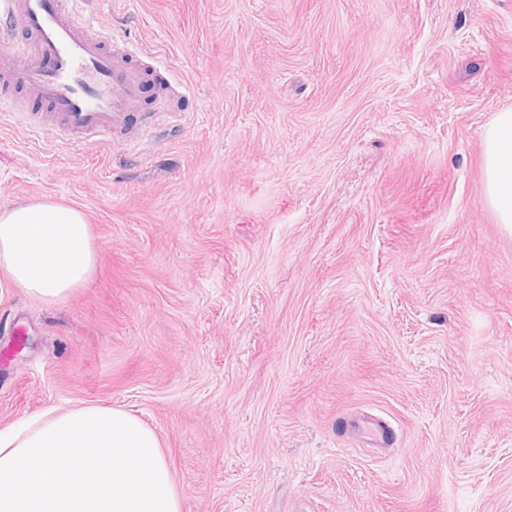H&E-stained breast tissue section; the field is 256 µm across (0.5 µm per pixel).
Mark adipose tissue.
I'll return each mask as SVG.
<instances>
[{"label": "adipose tissue", "mask_w": 512, "mask_h": 512, "mask_svg": "<svg viewBox=\"0 0 512 512\" xmlns=\"http://www.w3.org/2000/svg\"><path fill=\"white\" fill-rule=\"evenodd\" d=\"M483 193L512 233V109L482 142ZM98 246L85 213L40 198L0 207V298L61 303L92 278ZM0 512H182L155 432L119 407L54 408L0 430Z\"/></svg>", "instance_id": "obj_1"}]
</instances>
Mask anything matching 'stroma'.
Masks as SVG:
<instances>
[{
	"instance_id": "1",
	"label": "stroma",
	"mask_w": 512,
	"mask_h": 512,
	"mask_svg": "<svg viewBox=\"0 0 512 512\" xmlns=\"http://www.w3.org/2000/svg\"><path fill=\"white\" fill-rule=\"evenodd\" d=\"M155 88L138 143L0 111V206L81 208L99 259L0 300V428L120 407L182 512H512V236L481 143L512 0H102ZM355 413L394 445L351 436Z\"/></svg>"
}]
</instances>
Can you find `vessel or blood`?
Returning a JSON list of instances; mask_svg holds the SVG:
<instances>
[{
	"mask_svg": "<svg viewBox=\"0 0 512 512\" xmlns=\"http://www.w3.org/2000/svg\"><path fill=\"white\" fill-rule=\"evenodd\" d=\"M92 9L93 0H0V109L26 126L44 114L62 135L108 141L127 129L149 84L189 100L167 62L139 59L96 29Z\"/></svg>",
	"mask_w": 512,
	"mask_h": 512,
	"instance_id": "obj_1",
	"label": "vessel or blood"
}]
</instances>
